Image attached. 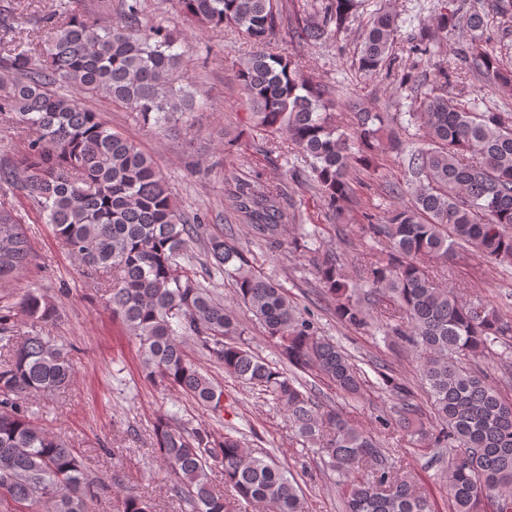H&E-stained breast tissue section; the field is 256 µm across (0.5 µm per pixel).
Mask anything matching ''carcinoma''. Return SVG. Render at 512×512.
I'll use <instances>...</instances> for the list:
<instances>
[{"instance_id": "obj_1", "label": "carcinoma", "mask_w": 512, "mask_h": 512, "mask_svg": "<svg viewBox=\"0 0 512 512\" xmlns=\"http://www.w3.org/2000/svg\"><path fill=\"white\" fill-rule=\"evenodd\" d=\"M20 2L0 0V123L24 139L0 183L21 176L27 197L54 226L68 254L90 278L106 279L107 305L138 341L144 376L173 388L198 405L219 412L224 390L187 352L194 344L224 373L282 408L289 427L316 446L325 465L342 477L345 512H436L434 504L383 453L382 431L391 425L411 435L423 411L413 389L389 368L370 361L367 372L333 339L320 335L285 288L263 274L235 243L222 236L206 245L209 265L231 279L278 351L269 362L240 339L234 312L216 300L188 260L196 226L174 201L172 188L153 159L130 139L111 132L81 99L97 96L122 104L140 118L162 125L193 97L175 87L188 42L152 23L141 0H120L119 16L106 24L102 12L71 11L57 0L40 30L22 37L12 26ZM180 17L198 28H230L253 51L236 71L254 127L265 132L267 152L293 154L286 174L305 181L324 209L341 216L356 199L361 174L374 166L379 133L394 118L364 108L353 113L355 129L340 131L335 100L306 76V65L269 50L281 23L278 0H176ZM355 8V0H323L319 17L294 28L301 43L332 44ZM486 10L473 6L437 13L419 37L398 39L401 24L386 9L373 12L362 33L357 69L365 77L394 73L397 60H432L447 35L466 34L452 48L455 66L434 64L436 83L454 85L453 95L426 93L407 124H419L427 146L409 159L412 183L386 191L407 202L380 220L361 213L365 231L382 248L363 256L365 283L381 306L386 335L406 341L416 353V371L430 404L436 431L422 446L448 449V512H512V396L473 368L479 358H509L512 316L484 303L469 304L435 281L429 263L448 259L456 247H472L501 267H512V108L479 98L463 100L465 84L483 78L501 99L512 96V67L485 37ZM65 83L71 93L56 91ZM281 184L260 191L238 179L227 192L229 207L253 238L279 243L295 214L280 206ZM30 241L17 210L0 203V283L25 270ZM336 317L356 330L374 326L373 309L355 298L336 257L314 262ZM32 321L46 322L53 309L36 294L21 302ZM11 315H0V512H92L108 485L89 478L80 451L34 421L28 400L70 385L74 367L66 348L32 331L11 334ZM502 347L498 352L495 347ZM311 374L341 396L380 389L399 400L395 421L378 419L366 429L349 413L316 401L297 373ZM162 465L175 477L174 496L190 512H231L233 504L303 512L297 483L265 452L253 453L229 434L189 428L161 415L155 422ZM221 469L224 493L211 472ZM368 471V479L356 474ZM119 512H156L141 496L125 495Z\"/></svg>"}]
</instances>
